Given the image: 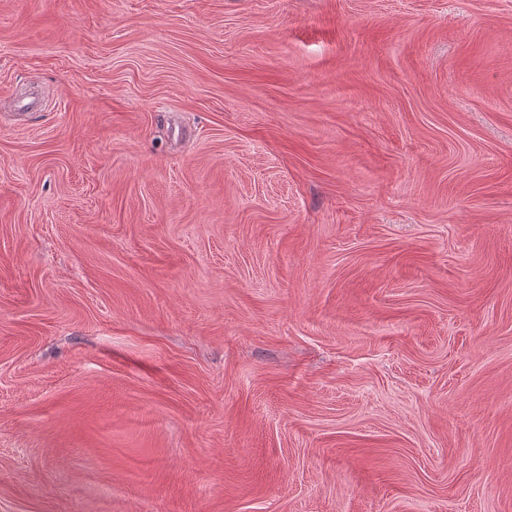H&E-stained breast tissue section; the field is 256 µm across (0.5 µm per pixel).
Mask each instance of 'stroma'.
Listing matches in <instances>:
<instances>
[{
    "label": "stroma",
    "instance_id": "1",
    "mask_svg": "<svg viewBox=\"0 0 512 512\" xmlns=\"http://www.w3.org/2000/svg\"><path fill=\"white\" fill-rule=\"evenodd\" d=\"M0 512H512V0H0Z\"/></svg>",
    "mask_w": 512,
    "mask_h": 512
}]
</instances>
